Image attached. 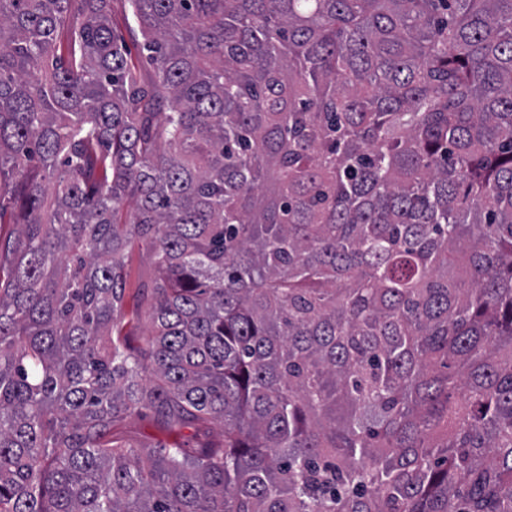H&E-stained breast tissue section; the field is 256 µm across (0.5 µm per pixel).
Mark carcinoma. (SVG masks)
Wrapping results in <instances>:
<instances>
[{
    "label": "carcinoma",
    "instance_id": "cac0c4a2",
    "mask_svg": "<svg viewBox=\"0 0 512 512\" xmlns=\"http://www.w3.org/2000/svg\"><path fill=\"white\" fill-rule=\"evenodd\" d=\"M127 2L0 0V512H512V0ZM124 0H112L111 1V23L113 25L114 34L117 37L124 38L128 43L129 48L132 52L131 58L136 67L140 70L142 77L145 80H150L152 77V66L148 60L139 53L137 46L134 43L133 35L129 31V24L126 18V12L124 8ZM154 277L150 247L145 243L135 245L127 260V276L125 281L124 313L125 332L129 343L134 347H144L143 337L147 334V324L143 318L145 309L143 296L146 285ZM137 314L140 316L137 317ZM191 430H166L155 426L148 418H135L118 430L123 443L151 448L170 446L181 442L190 435Z\"/></svg>",
    "mask_w": 512,
    "mask_h": 512
}]
</instances>
